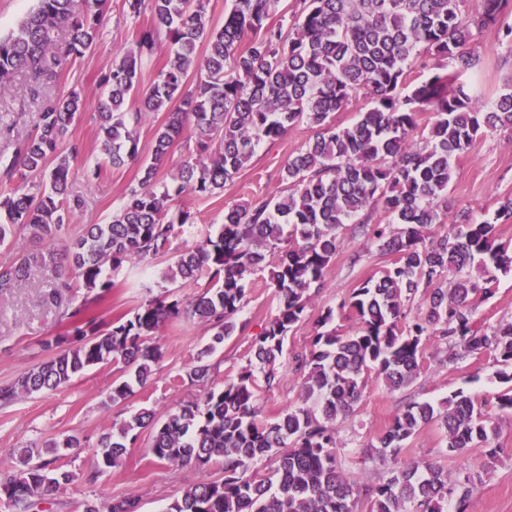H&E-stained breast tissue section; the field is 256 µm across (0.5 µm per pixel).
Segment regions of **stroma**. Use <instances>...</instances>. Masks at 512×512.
I'll return each mask as SVG.
<instances>
[{
  "instance_id": "stroma-1",
  "label": "stroma",
  "mask_w": 512,
  "mask_h": 512,
  "mask_svg": "<svg viewBox=\"0 0 512 512\" xmlns=\"http://www.w3.org/2000/svg\"><path fill=\"white\" fill-rule=\"evenodd\" d=\"M150 20L146 11L136 18L126 17L123 0H110L92 53L70 61L59 80L47 88L52 95L77 90L86 98L88 107L69 132L70 141L81 145L84 157H95L99 148L94 106L100 93V76L111 67L119 52L131 46L136 30L149 25ZM479 47L486 59V67L479 76L478 85L480 89L497 93L512 82V49L500 44L493 29L481 33ZM37 120L38 105L29 95L25 77L17 76L10 93L0 99V156L11 157L15 142L33 132ZM308 137L306 126L293 127L279 140L261 143L252 164L234 183L225 186L222 195L184 196L180 204L194 213L195 222L189 233L173 242V251H180L206 234L216 232L224 222L225 206L242 205L274 192L279 184L281 167ZM456 167L448 188L449 213L468 208L480 214L493 209L499 199L512 197V144L502 135L478 138L459 157ZM138 175L139 164L135 161L108 171L91 184L81 174H74L71 190L85 198L86 207L75 215L69 226V237L81 234L84 225L106 222L122 205L126 187L137 180ZM355 253L360 254L361 259L354 264L350 257ZM384 264L385 259L376 243L355 234L352 226H345L336 255L326 270L325 286L312 291L304 320L285 343L286 355L307 348L315 333L318 316L326 308L337 307L361 281L377 273ZM166 266L163 259L123 264L113 272L112 295L97 306V315L111 319L128 313L148 299L151 289L162 284ZM54 282L52 269H36L23 288L0 296V383L21 376L34 364L48 358L42 341L67 331L68 325L58 310L44 300ZM491 290L489 298L476 303L478 325L512 322V271L498 274ZM274 311L271 292L264 286L263 275L253 276L247 287V303L239 314L240 319L249 321L250 332L231 337L225 342L223 351L213 356L215 383H223L226 377L235 375L246 365L252 333L258 332L260 325ZM209 338L208 328L196 321L163 326L159 335L163 356L156 365V374L151 384L135 388L124 404L110 408L104 405L116 376L113 365L107 364L90 369L69 386L26 396L1 408L0 467L13 464L16 449L43 448L51 441L76 435L82 441L81 447L60 451L56 464L77 473L78 478L54 493L50 512H74L84 499L109 502L130 493L137 494L140 499L139 512H165L170 503L181 497L187 483L217 477L218 467L198 470L160 463L148 452L150 434L145 431L122 466L98 475L94 472L97 440L103 432L111 430L113 423L142 407L154 408L162 418L176 402L195 398L199 389L190 384L186 372ZM447 352L445 341L430 339L418 378L399 391L389 392L377 379H367L356 412L336 424L342 441L338 461L350 478L372 485L386 477V469L379 463L364 460L363 451L384 433L393 415L405 403H437L460 390L493 401L501 389L495 361L489 356L471 353L449 364L445 361ZM495 444L500 455L483 476L472 500V512H512V416L505 414L499 418ZM404 459L431 462L452 475L465 468L480 469L485 461L484 451L480 448L471 449L463 457L451 455L446 448L444 433L435 422L418 431Z\"/></svg>"
}]
</instances>
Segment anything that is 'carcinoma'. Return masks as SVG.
Returning <instances> with one entry per match:
<instances>
[{"instance_id":"cac0c4a2","label":"carcinoma","mask_w":512,"mask_h":512,"mask_svg":"<svg viewBox=\"0 0 512 512\" xmlns=\"http://www.w3.org/2000/svg\"><path fill=\"white\" fill-rule=\"evenodd\" d=\"M124 6L131 17L150 7L152 22L100 78L99 156L84 162V178L95 182L137 159L146 114L163 112L165 121L125 203L107 223L87 224L69 242L64 234L85 199L69 190L81 150L68 133L85 101L75 91L49 96L44 85L95 45L109 0H36L0 36V97L23 73L40 100L35 134L17 142L0 167V181L10 186L0 194V246L13 252L0 263V295L21 288L32 269L55 267L58 282L48 299L69 322V330L44 343L58 353L0 384V407L111 362L135 367L108 393L109 403L123 404L134 385L153 378L162 357L160 328L196 320L211 332L187 372L202 395L163 419L142 408L103 433L91 478L121 466L139 430L148 429L157 461L220 466V477L186 485L166 512H357L363 496L368 512H469L480 473L451 477L432 464L402 465L399 457L422 425L437 422L449 452L485 449L488 471L498 452L491 447L495 417L474 398L459 392L438 406L413 402L397 412L369 452L388 466V477L373 485L340 470L336 420L355 412L370 375L390 392L412 384L436 336L448 340L450 363L471 352L495 360L503 384L495 407L512 415V322L479 328L474 305L491 293L496 272L512 270V242L498 241L496 228L512 221V198L499 201L491 216L462 210L447 224L456 159L481 136L512 133V84L485 102L463 80L482 69L477 33L496 27L512 46L505 21L512 0H232L221 26L213 24L207 0ZM162 38L168 59L141 93L142 61ZM354 103L362 104L357 120L336 124L333 114ZM301 124L308 140L288 156L278 190L225 209L218 232L182 249L167 267L163 280L170 285L206 278L200 292L183 297L168 289L110 321L93 315L92 306L112 294L109 271L166 257L194 224L191 211H171L175 198L223 192L259 143ZM187 132L193 151L171 181L157 182L170 148ZM33 174L47 177L35 192L28 189ZM347 224L376 242L388 263L319 316L320 331L289 364L285 340L305 317L310 290L324 287ZM21 232L44 249L27 251ZM474 263L477 277L467 272ZM259 272L267 274L276 311L252 341L248 364L218 385L207 359L230 337L248 333L249 322L237 315L246 283ZM338 310L352 315L355 327L346 334L322 330ZM289 368L301 376L299 401L273 420L262 418L260 390L276 388ZM265 458L273 460L267 472L257 468ZM54 463L37 448L20 449L15 466L0 468V500L31 512L76 478ZM138 509L139 498L129 494L112 501L109 512Z\"/></svg>"}]
</instances>
